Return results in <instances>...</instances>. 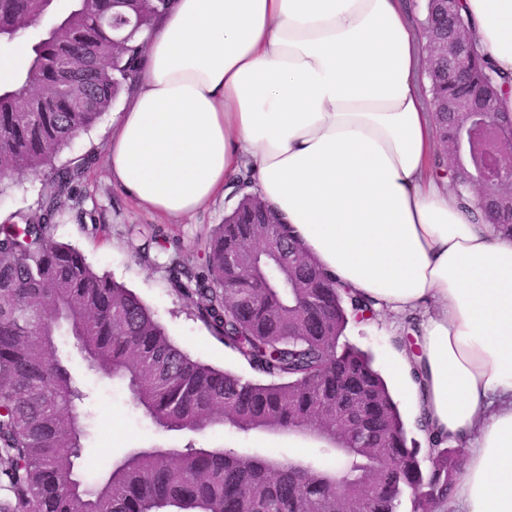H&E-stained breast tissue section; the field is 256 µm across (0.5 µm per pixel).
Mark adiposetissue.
Here are the masks:
<instances>
[{
	"instance_id": "adipose-tissue-1",
	"label": "adipose tissue",
	"mask_w": 512,
	"mask_h": 512,
	"mask_svg": "<svg viewBox=\"0 0 512 512\" xmlns=\"http://www.w3.org/2000/svg\"><path fill=\"white\" fill-rule=\"evenodd\" d=\"M482 56L512 77V0H460ZM405 0H172L106 163L168 218L224 198L242 169L336 279L401 331L400 392L464 462L448 512H512V236L437 178L434 115Z\"/></svg>"
}]
</instances>
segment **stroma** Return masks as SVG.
Listing matches in <instances>:
<instances>
[{"label":"stroma","instance_id":"35a3bbf8","mask_svg":"<svg viewBox=\"0 0 512 512\" xmlns=\"http://www.w3.org/2000/svg\"><path fill=\"white\" fill-rule=\"evenodd\" d=\"M112 138V117L104 115L96 125L79 134L63 159L91 156L71 198L63 200L55 220L58 240L78 248L101 273L132 289L155 312L171 339L204 362L247 375L248 370L222 343L214 339L197 319L193 309L173 291L158 255L142 259L144 242L157 238L167 247L179 250L186 260L199 263L196 242L224 220L228 199L209 204L190 217L169 219L140 208L115 184L106 165ZM42 175L17 174L0 194V216L36 209ZM345 341L369 353L378 371H385L392 356L393 337L386 324L366 320L349 324ZM62 353L68 359L80 387L88 393L84 407L91 413L90 435L84 448L85 460L96 472L105 471L128 449L149 442L178 448L179 437L159 432L133 410L127 391L112 380L89 372L72 342H65ZM216 441L243 448H272L282 456L307 452V445L280 434L257 433L240 438L229 432L216 434Z\"/></svg>","mask_w":512,"mask_h":512}]
</instances>
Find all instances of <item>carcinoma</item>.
I'll list each match as a JSON object with an SVG mask.
<instances>
[{
  "instance_id": "obj_1",
  "label": "carcinoma",
  "mask_w": 512,
  "mask_h": 512,
  "mask_svg": "<svg viewBox=\"0 0 512 512\" xmlns=\"http://www.w3.org/2000/svg\"><path fill=\"white\" fill-rule=\"evenodd\" d=\"M169 2L68 0L58 12L50 0H0V43L59 23L30 40L19 86H0V173L48 172L38 208L0 223V512H436L462 456L428 438L422 466L372 358L343 340L353 313L372 300L338 284L290 226L262 224L273 210L258 194L242 195L199 243L200 264L167 268L175 292L249 379L177 347L132 291L55 239L61 199L89 164L59 156L114 106L135 70L148 28L134 20H159ZM425 2L423 35L436 45L448 35L437 18L443 0ZM65 65L84 75L86 92L66 88ZM465 68L469 82L458 85L443 61L425 67L440 137L434 165L452 172L457 193H474V219L481 211L512 231V192L484 194L453 160L461 116L448 100L478 94L499 112L501 75L476 52ZM251 233L257 286L224 269V251ZM63 331L91 370L124 385L135 410L186 444L129 452L87 481L88 416L78 412L86 395L58 353ZM348 384L373 402L366 432L336 426V397ZM215 430L290 433L320 452L288 458L198 443Z\"/></svg>"
}]
</instances>
